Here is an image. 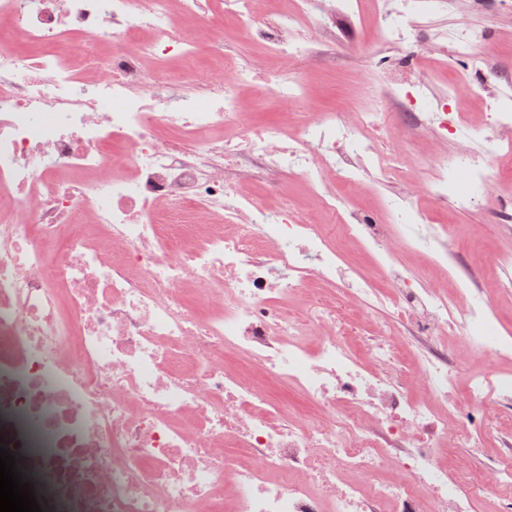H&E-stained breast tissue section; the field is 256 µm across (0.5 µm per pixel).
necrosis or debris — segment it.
Masks as SVG:
<instances>
[{"instance_id":"1","label":"necrosis or debris","mask_w":512,"mask_h":512,"mask_svg":"<svg viewBox=\"0 0 512 512\" xmlns=\"http://www.w3.org/2000/svg\"><path fill=\"white\" fill-rule=\"evenodd\" d=\"M0 0V442L38 475L43 512H512V376L458 380L448 332L512 355L482 292L455 309L419 287L399 247L447 266L453 242L391 200L383 219L345 198L367 168L413 180L379 133L474 141L441 159L429 193L458 209L497 198L487 166L512 148L502 92L479 135L422 73L463 63L454 87L490 73L484 32L460 25L432 53L377 69L355 115L256 125L241 87L265 78L284 112L306 95L291 63L305 29L359 17L363 0ZM373 43L407 48L410 23L456 0H373ZM235 24L258 50L224 49ZM213 63L192 93L166 65ZM300 177L330 227L288 197L267 206L242 168ZM376 253L380 279L345 267L337 236ZM305 314L288 301L306 291ZM396 315L369 334L361 311ZM415 342L418 355L401 347ZM243 357L249 372L227 368ZM294 383L318 417H289L271 388ZM500 448L482 471L440 461L461 440Z\"/></svg>"}]
</instances>
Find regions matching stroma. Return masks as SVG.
I'll return each mask as SVG.
<instances>
[{"mask_svg": "<svg viewBox=\"0 0 512 512\" xmlns=\"http://www.w3.org/2000/svg\"><path fill=\"white\" fill-rule=\"evenodd\" d=\"M458 25L483 29L484 50L492 61L495 82L512 96V0H464L456 11L415 19L414 42L431 44L437 33ZM308 35L325 47L324 52L300 65L309 82L304 110L310 118L366 106L360 87L372 80L377 66H395L401 61L399 51L374 46L358 21L344 16L337 17L332 29H312ZM373 149L405 153L416 168L417 181L386 182L375 174L367 176L351 196L350 206L379 215L385 200L399 198L425 213L433 224L447 225L453 235L452 266L481 284L491 280L504 283L496 298L494 317L505 334H512V226L505 222L512 215V188H503L493 205L460 211L453 202L433 200L427 185L437 173L438 159L464 151L462 141L419 130L406 138L380 137ZM448 344L458 357L460 379H467L474 371L512 372V362L488 352H471L459 337H449Z\"/></svg>", "mask_w": 512, "mask_h": 512, "instance_id": "stroma-1", "label": "stroma"}]
</instances>
